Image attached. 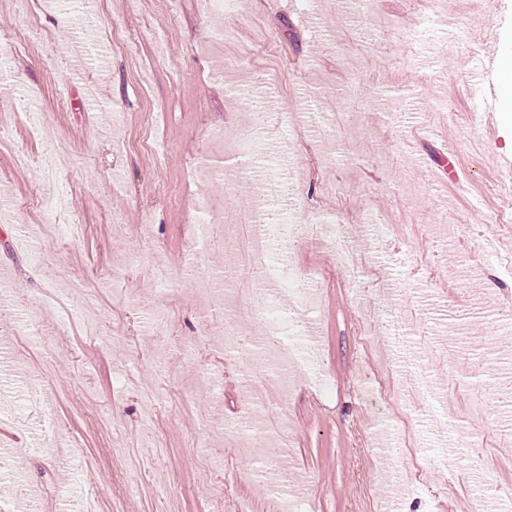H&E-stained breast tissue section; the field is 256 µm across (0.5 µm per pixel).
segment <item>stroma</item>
<instances>
[{"label":"stroma","mask_w":512,"mask_h":512,"mask_svg":"<svg viewBox=\"0 0 512 512\" xmlns=\"http://www.w3.org/2000/svg\"><path fill=\"white\" fill-rule=\"evenodd\" d=\"M39 23L13 45L0 82V476L6 512H272L267 458L302 476L305 512H458L478 484L512 512V421L493 408L512 334V273L483 256L484 233L512 256V228L490 184L512 177V110L480 106L482 59L512 57V0H33ZM119 28L129 40L113 43ZM89 101L79 109L80 98ZM41 111L51 140L26 114ZM153 139L143 142V126ZM234 128L275 152L298 223L335 216L358 278L323 243L296 265L322 279L316 333L327 381L293 377L287 447L246 455L235 424L249 410L250 355L225 358V294L201 297L234 256L196 241L201 198L246 208L247 163L215 145ZM73 240L29 201L49 141ZM447 147L458 180L425 158ZM33 161L17 167L16 153ZM220 178L199 182V170ZM165 178L177 202L153 195ZM232 201H225L226 186ZM404 336L454 349L421 402L398 391L399 348L381 322L360 326L359 295ZM101 333L87 335L86 320ZM202 345L196 358L179 341ZM387 384L372 398L374 381ZM485 406L481 426L470 419ZM400 440L394 485L380 478Z\"/></svg>","instance_id":"1"}]
</instances>
